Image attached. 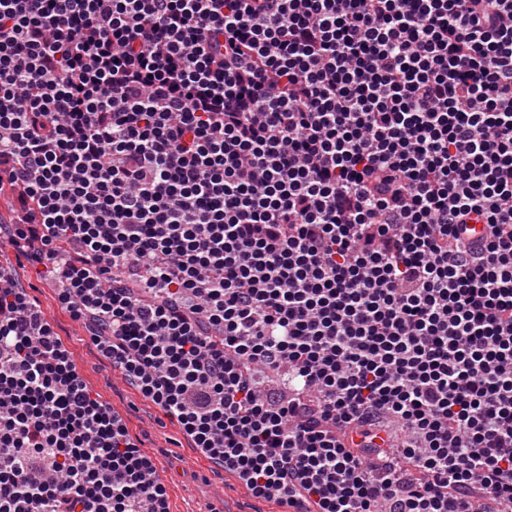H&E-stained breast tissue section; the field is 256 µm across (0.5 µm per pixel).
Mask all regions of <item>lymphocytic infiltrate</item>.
<instances>
[{"label": "lymphocytic infiltrate", "mask_w": 512, "mask_h": 512, "mask_svg": "<svg viewBox=\"0 0 512 512\" xmlns=\"http://www.w3.org/2000/svg\"><path fill=\"white\" fill-rule=\"evenodd\" d=\"M4 186L254 497L512 512V0H0ZM152 471L0 264V512H159Z\"/></svg>", "instance_id": "1"}]
</instances>
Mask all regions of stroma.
<instances>
[{"label": "stroma", "instance_id": "1", "mask_svg": "<svg viewBox=\"0 0 512 512\" xmlns=\"http://www.w3.org/2000/svg\"><path fill=\"white\" fill-rule=\"evenodd\" d=\"M13 273L46 311L86 384L156 463L157 478L167 488L168 512H286L275 502L254 498L234 476L191 448L178 428L102 357L85 324L59 306L56 289L40 283L28 264H14Z\"/></svg>", "mask_w": 512, "mask_h": 512}]
</instances>
